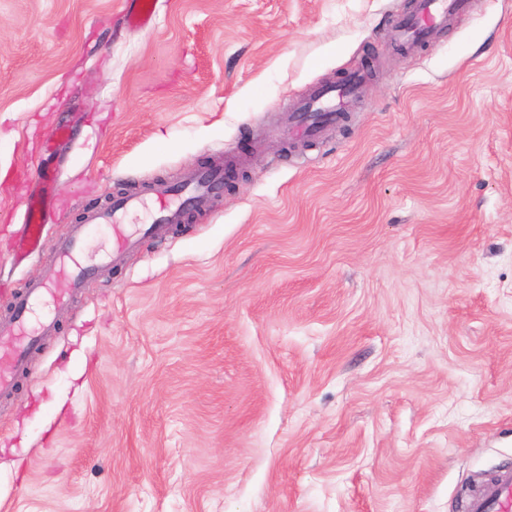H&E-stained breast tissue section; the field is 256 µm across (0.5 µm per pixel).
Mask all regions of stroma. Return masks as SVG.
Instances as JSON below:
<instances>
[{"mask_svg":"<svg viewBox=\"0 0 512 512\" xmlns=\"http://www.w3.org/2000/svg\"><path fill=\"white\" fill-rule=\"evenodd\" d=\"M404 0H0V312L40 168L49 240L241 159L211 211L57 307L0 401V512H467L512 470V0L441 40ZM368 67L344 122L284 103ZM68 148L40 149L62 126ZM126 21L129 25L150 28L156 15L157 2L153 0H126Z\"/></svg>","mask_w":512,"mask_h":512,"instance_id":"stroma-1","label":"stroma"}]
</instances>
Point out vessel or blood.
<instances>
[{
    "mask_svg": "<svg viewBox=\"0 0 512 512\" xmlns=\"http://www.w3.org/2000/svg\"><path fill=\"white\" fill-rule=\"evenodd\" d=\"M128 24L150 28L156 15L155 0H127ZM471 0H415L413 7L395 15L390 22V36L401 47L423 45L439 40L448 26L460 15L469 11ZM363 88V76L349 73L344 84L314 87L308 96L290 106V122L296 136L309 139L322 134L334 124L339 113L358 96ZM57 180L56 171H47L39 179L41 191L31 196L17 238L18 246H37L41 243L45 226L44 213L50 205V191ZM224 184V162L216 160L212 165L198 170L182 185L157 184L150 195L130 194L113 201L110 208L92 209L85 213L83 221L74 225L69 235L57 241L53 247L55 274L50 281H31L12 304L7 320L0 323V334L14 337L9 351L10 371L0 370V398L6 399L16 391L14 373L23 369L31 351L42 345L45 337L55 332L56 319L46 313L35 317L37 306L46 302L62 305L69 302L91 280L96 268L82 259L83 245L95 227L111 226L114 241L109 252L117 258L133 248L136 239L123 230L126 217L138 211L145 201H153L157 207L151 229L154 235L167 232L169 225L181 223L184 217V201H192L197 207L209 206L220 193ZM472 512H512V475L501 477L471 505Z\"/></svg>",
    "mask_w": 512,
    "mask_h": 512,
    "instance_id": "vessel-or-blood-1",
    "label": "vessel or blood"
}]
</instances>
